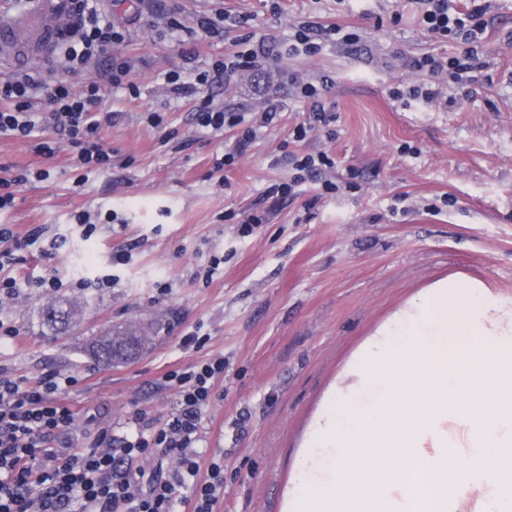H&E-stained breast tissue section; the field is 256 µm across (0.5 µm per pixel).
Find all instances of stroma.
I'll use <instances>...</instances> for the list:
<instances>
[{
    "label": "stroma",
    "instance_id": "1",
    "mask_svg": "<svg viewBox=\"0 0 512 512\" xmlns=\"http://www.w3.org/2000/svg\"><path fill=\"white\" fill-rule=\"evenodd\" d=\"M124 39L106 63L127 67L126 85L103 108L102 132L112 168L79 172L67 149L36 155L30 143L0 137V179L26 167L48 172L20 187L0 224L20 234L42 224L61 246L53 256H25L12 271L25 286L0 306V321L18 336L0 349V368L35 383L72 375L64 392L78 412L75 445L89 444L101 424L124 434L137 412L155 424L176 395L160 381L176 367L224 358V376L202 416L207 458L224 464L217 512H283L298 453L330 386L355 350L396 309L452 272L512 296V0H495L482 43L485 68L464 86L449 85L448 102L395 97L396 89L429 83L413 69L426 55L451 56L456 42L425 32L415 0H100ZM225 14L217 30H198L203 16ZM336 23L356 43L336 39L319 53L287 54L299 21ZM260 39L257 67L186 94H170L164 77L239 51ZM69 38L36 51L27 71L45 85L64 77L82 87L98 67L66 68ZM322 83L318 101L298 97L291 77ZM34 94L45 112L46 92ZM239 112H260L277 99L280 112L263 133L240 143L239 129L211 133L193 119L205 98ZM335 120L303 141L294 129L311 122L315 105ZM157 112L163 123L148 124ZM327 152L333 168L306 177L292 196L276 194L295 172L285 156ZM233 164L216 169L217 159ZM333 181L336 192L324 190ZM99 228L84 237L76 212ZM260 216L241 232L239 214ZM130 253L122 265L112 255ZM224 263L211 283L196 278L210 256ZM55 274L52 294L35 280ZM112 273V288H74L80 277ZM168 282V294L157 285ZM75 305L66 329L42 320L43 306ZM151 325L150 346L135 361L98 363L91 341L111 326ZM200 331L202 349L182 346Z\"/></svg>",
    "mask_w": 512,
    "mask_h": 512
}]
</instances>
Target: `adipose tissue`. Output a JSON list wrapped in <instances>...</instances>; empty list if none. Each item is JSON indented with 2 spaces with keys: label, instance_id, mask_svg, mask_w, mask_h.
<instances>
[{
  "label": "adipose tissue",
  "instance_id": "obj_1",
  "mask_svg": "<svg viewBox=\"0 0 512 512\" xmlns=\"http://www.w3.org/2000/svg\"><path fill=\"white\" fill-rule=\"evenodd\" d=\"M287 512H512V296L462 272L355 352L316 416Z\"/></svg>",
  "mask_w": 512,
  "mask_h": 512
}]
</instances>
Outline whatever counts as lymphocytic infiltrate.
I'll use <instances>...</instances> for the list:
<instances>
[{
  "label": "lymphocytic infiltrate",
  "instance_id": "obj_1",
  "mask_svg": "<svg viewBox=\"0 0 512 512\" xmlns=\"http://www.w3.org/2000/svg\"><path fill=\"white\" fill-rule=\"evenodd\" d=\"M422 23L428 34L462 44L460 55L426 56L414 61L427 71L431 84L412 87L411 97L435 102L442 90L436 77L462 75L484 67L479 55L487 28L491 0H418ZM76 40L68 51L73 67L84 68L107 53L122 39L111 23L100 20L96 9L83 8L74 31ZM125 67L109 68L105 75L81 89L60 78L47 91L46 121L66 138L77 169L103 172L112 167V150L101 137L112 122L101 108L104 85H121ZM37 80L23 73L0 82V136L34 141L36 122L30 111L31 92ZM280 109L271 101L264 112L250 115L225 110L208 101L195 113L201 129L219 132L241 128L249 141L267 127ZM43 226L17 235L11 225L0 224V301L18 296L17 278L2 274L4 265L15 264L19 252L44 247ZM224 375V359L209 358L187 368L177 367L163 376L166 387L177 392L176 408L169 419L156 426L136 418L134 428L122 436L111 425L101 426L91 446L56 449L55 441L76 425V414L62 393L74 377L53 374L31 384L0 372V512H178V487L191 485L189 512H216L224 487V466L204 462L199 443L203 411L211 404L215 385Z\"/></svg>",
  "mask_w": 512,
  "mask_h": 512
}]
</instances>
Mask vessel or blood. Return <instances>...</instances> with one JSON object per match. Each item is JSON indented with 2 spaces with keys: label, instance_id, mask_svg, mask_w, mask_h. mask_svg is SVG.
Listing matches in <instances>:
<instances>
[{
  "label": "vessel or blood",
  "instance_id": "1",
  "mask_svg": "<svg viewBox=\"0 0 512 512\" xmlns=\"http://www.w3.org/2000/svg\"><path fill=\"white\" fill-rule=\"evenodd\" d=\"M79 0H44L38 20L13 16L0 20V45L11 47L17 64H24L39 48H48L61 40L74 26Z\"/></svg>",
  "mask_w": 512,
  "mask_h": 512
}]
</instances>
